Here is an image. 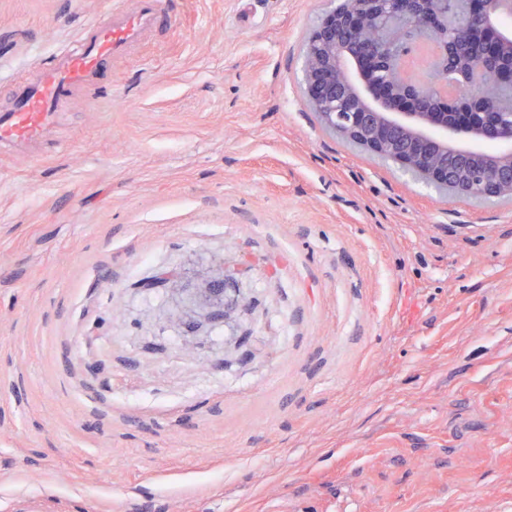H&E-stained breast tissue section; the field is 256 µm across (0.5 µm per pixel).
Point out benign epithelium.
Segmentation results:
<instances>
[{
    "instance_id": "1",
    "label": "benign epithelium",
    "mask_w": 512,
    "mask_h": 512,
    "mask_svg": "<svg viewBox=\"0 0 512 512\" xmlns=\"http://www.w3.org/2000/svg\"><path fill=\"white\" fill-rule=\"evenodd\" d=\"M444 2L341 0L304 43L303 94L326 130L377 159L395 162L443 195L511 197L512 125L500 122L493 104L502 88H512V30L501 26V17L512 13V0H466L461 13L443 16ZM397 17L408 25L391 24L387 31L407 50L414 43L432 45L442 78L454 86L452 94L439 98V111L428 107L432 84L404 75L379 78L382 71L398 70L397 61L376 52L365 33ZM464 47H476L484 57H507L485 74L479 92L448 69ZM484 144L504 146L489 162L494 174L466 176L465 167Z\"/></svg>"
}]
</instances>
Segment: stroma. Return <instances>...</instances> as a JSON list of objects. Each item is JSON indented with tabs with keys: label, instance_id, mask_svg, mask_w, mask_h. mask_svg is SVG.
<instances>
[{
	"label": "stroma",
	"instance_id": "obj_1",
	"mask_svg": "<svg viewBox=\"0 0 512 512\" xmlns=\"http://www.w3.org/2000/svg\"><path fill=\"white\" fill-rule=\"evenodd\" d=\"M161 2L61 151L0 149V512H512V199L322 127L329 0ZM119 3L0 0V110Z\"/></svg>",
	"mask_w": 512,
	"mask_h": 512
}]
</instances>
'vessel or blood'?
Segmentation results:
<instances>
[{"mask_svg": "<svg viewBox=\"0 0 512 512\" xmlns=\"http://www.w3.org/2000/svg\"><path fill=\"white\" fill-rule=\"evenodd\" d=\"M167 23L160 0H132L57 48L51 63L35 68L28 81L15 88L11 107L0 112V146L42 143L74 92L95 97L112 60Z\"/></svg>", "mask_w": 512, "mask_h": 512, "instance_id": "1", "label": "vessel or blood"}]
</instances>
